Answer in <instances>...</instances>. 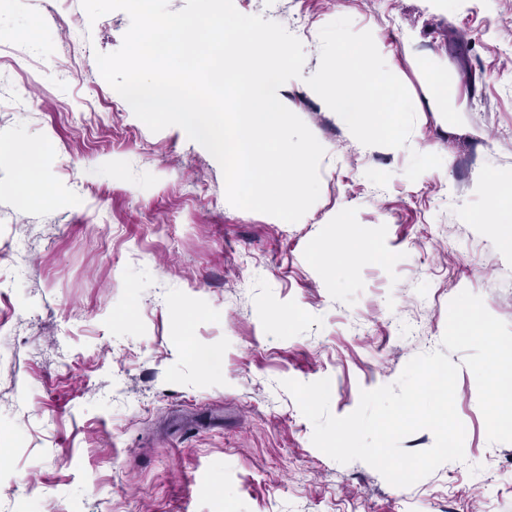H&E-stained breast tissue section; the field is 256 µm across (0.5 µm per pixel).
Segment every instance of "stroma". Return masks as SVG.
Returning <instances> with one entry per match:
<instances>
[{
  "label": "stroma",
  "instance_id": "35a3bbf8",
  "mask_svg": "<svg viewBox=\"0 0 512 512\" xmlns=\"http://www.w3.org/2000/svg\"><path fill=\"white\" fill-rule=\"evenodd\" d=\"M234 6L304 48L278 95L325 154L295 223L231 206L208 150L127 111L95 61L121 46L125 12L75 44L81 0H59L55 24L41 0L0 6V139L37 146L53 193L19 197L0 162V512H512V443L489 442L462 353L465 459L409 487L317 449L281 385L329 379L343 417L440 349L461 291L512 325V262L467 221L475 179L512 178V0ZM341 17L411 96L404 147L364 148L305 82ZM59 58L65 83L44 71ZM357 225L378 259L323 271L315 252ZM196 347L222 348L223 371L203 373Z\"/></svg>",
  "mask_w": 512,
  "mask_h": 512
}]
</instances>
